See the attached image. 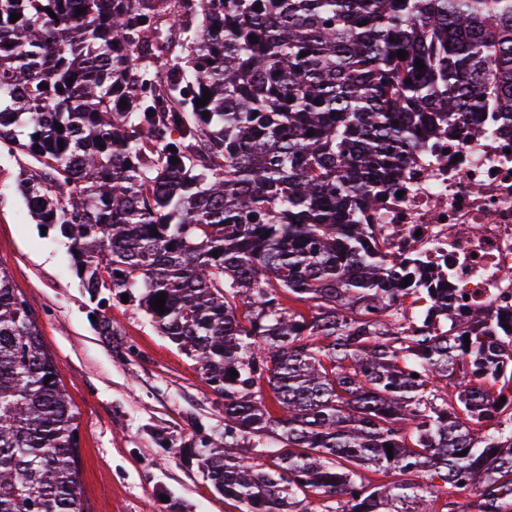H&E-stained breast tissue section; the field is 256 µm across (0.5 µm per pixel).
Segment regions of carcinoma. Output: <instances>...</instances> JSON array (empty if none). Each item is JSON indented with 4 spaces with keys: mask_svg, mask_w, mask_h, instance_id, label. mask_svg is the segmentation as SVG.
Wrapping results in <instances>:
<instances>
[{
    "mask_svg": "<svg viewBox=\"0 0 512 512\" xmlns=\"http://www.w3.org/2000/svg\"><path fill=\"white\" fill-rule=\"evenodd\" d=\"M492 107L512 0H0L17 188L99 335L137 292L196 359L224 435L187 455L240 512H512V334L448 323L362 223L405 149ZM60 376L0 271V512H84Z\"/></svg>",
    "mask_w": 512,
    "mask_h": 512,
    "instance_id": "carcinoma-1",
    "label": "carcinoma"
}]
</instances>
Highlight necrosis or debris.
Returning <instances> with one entry per match:
<instances>
[{"mask_svg": "<svg viewBox=\"0 0 512 512\" xmlns=\"http://www.w3.org/2000/svg\"><path fill=\"white\" fill-rule=\"evenodd\" d=\"M480 125L406 151L367 221L428 284L449 288L450 315L480 306L495 323L512 315V129L496 112Z\"/></svg>", "mask_w": 512, "mask_h": 512, "instance_id": "4bbe7bcc", "label": "necrosis or debris"}]
</instances>
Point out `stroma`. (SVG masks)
Wrapping results in <instances>:
<instances>
[{
    "label": "stroma",
    "mask_w": 512,
    "mask_h": 512,
    "mask_svg": "<svg viewBox=\"0 0 512 512\" xmlns=\"http://www.w3.org/2000/svg\"><path fill=\"white\" fill-rule=\"evenodd\" d=\"M0 150V269L32 303L77 414L87 512H238L197 460L194 431L222 435L224 407L197 362L160 334L137 302L112 301L117 342L99 336L66 240L42 234Z\"/></svg>",
    "instance_id": "35a3bbf8"
}]
</instances>
